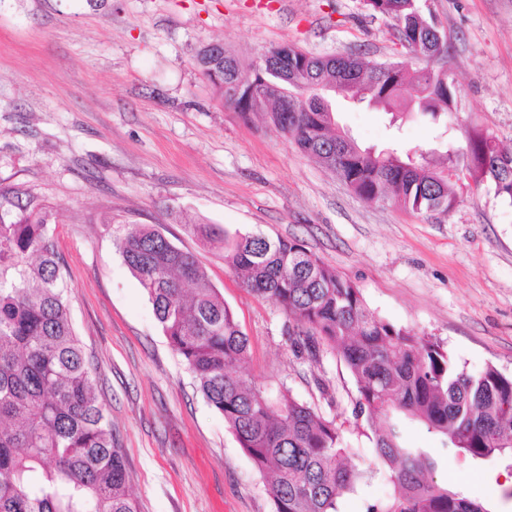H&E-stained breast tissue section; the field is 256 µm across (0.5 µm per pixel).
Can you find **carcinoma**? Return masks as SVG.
<instances>
[{"mask_svg":"<svg viewBox=\"0 0 512 512\" xmlns=\"http://www.w3.org/2000/svg\"><path fill=\"white\" fill-rule=\"evenodd\" d=\"M394 22L420 66L345 56L308 57L278 46L272 67L245 72L237 59L215 60L202 47L201 74L215 93L242 83L267 87L257 110L299 150L318 157L366 202L394 200L429 216L457 204L451 178L464 171L512 205V151L487 132H467L461 151L441 163L418 149L370 151L338 139L313 86L351 78L360 101L400 111L404 88L418 112L438 122L454 111L457 86L438 65L444 35L421 0H366ZM56 216L31 189L0 184V512H138L124 456L97 396L96 373L76 336L70 289L49 225ZM193 232L222 251L249 292L269 298L295 323L289 333L308 349L326 347L355 380L352 414L371 431L379 472L395 487L366 512H488L432 476L436 462L405 445L406 421L473 460L512 461V376L493 366L468 372L437 339L380 318L360 290L297 240L260 232L229 234L215 224ZM119 250L153 306L171 348L193 374L206 402L224 417L265 477L274 512H340L342 497L366 471L352 466L336 424L288 390L272 394L237 372L248 338L195 256L152 225L118 237Z\"/></svg>","mask_w":512,"mask_h":512,"instance_id":"carcinoma-1","label":"carcinoma"}]
</instances>
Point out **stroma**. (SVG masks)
Segmentation results:
<instances>
[{
	"label": "stroma",
	"instance_id": "35a3bbf8",
	"mask_svg": "<svg viewBox=\"0 0 512 512\" xmlns=\"http://www.w3.org/2000/svg\"><path fill=\"white\" fill-rule=\"evenodd\" d=\"M424 9L444 34L456 110L444 134L409 116L405 146L442 155L477 127L512 148V0ZM210 42L245 67L281 44L414 64L365 0H0V182L33 188L59 214L50 231L72 318L139 512H272L273 503L124 263L116 237L127 225H154L196 256L249 339L242 376L335 420L353 465L375 456L344 363L296 349L281 309L248 292L188 225L299 240L380 317L441 340L468 371L512 375V206L463 180L445 216L359 199L266 113L244 117L217 98L196 65ZM335 109L359 143L387 146L381 110ZM405 436L436 459L439 484L512 512L504 463L463 459L412 423Z\"/></svg>",
	"mask_w": 512,
	"mask_h": 512
}]
</instances>
